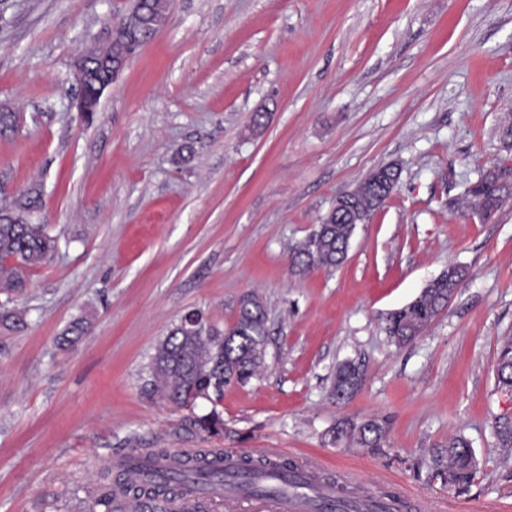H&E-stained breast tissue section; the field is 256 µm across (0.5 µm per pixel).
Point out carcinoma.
Returning <instances> with one entry per match:
<instances>
[{"label":"carcinoma","mask_w":512,"mask_h":512,"mask_svg":"<svg viewBox=\"0 0 512 512\" xmlns=\"http://www.w3.org/2000/svg\"><path fill=\"white\" fill-rule=\"evenodd\" d=\"M19 129V116L0 112V136L14 134ZM399 177L394 166H384L366 178L355 192L342 201L335 212L327 213L321 224L305 242L293 250L291 265L301 271L313 268H336L347 258L353 222L364 213H373L388 196V180ZM512 195V168L498 165L486 170L480 180L468 190L474 210L487 217L500 209ZM42 207L41 188L34 184L20 189L0 202V294L6 300L22 293L27 286L26 271L38 267L50 258L58 240L46 231V225L35 218ZM467 278L461 266H451L439 280L428 284L415 298L414 307L420 317L411 318L404 308L388 313L383 330L396 346H404L420 336L433 319L448 305ZM267 315L258 297L243 294L237 307L235 321L224 329L210 324L203 313L193 310L183 315L161 340L150 363V372L162 398L174 405L188 407L202 398L214 404L205 415L190 420L193 430L204 437L224 433V420L215 404L224 394V386L236 382L245 384L264 363ZM364 379L363 370L352 361L341 364L334 378L332 396L341 401L358 392ZM498 387L512 391V343L502 346L497 365ZM332 442L352 440L363 448H377L387 434V422L379 418L364 420L343 419L332 428ZM501 448L512 449V419L504 418L494 426ZM157 458L172 459L168 468L147 471L136 484H121V493L135 499H154L183 488L189 481L203 487L229 480L224 473L223 454L201 449L192 455L171 456L164 449ZM432 465L439 472L453 476L456 494L471 484L478 460L469 441L457 436L448 441L446 453L432 456ZM270 470L294 474L287 462L266 457L245 456L239 461L238 475L247 479L254 494H264L271 486L258 480ZM101 491L94 496L89 512H119L116 493L109 474H102Z\"/></svg>","instance_id":"carcinoma-1"}]
</instances>
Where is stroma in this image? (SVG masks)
<instances>
[{
    "mask_svg": "<svg viewBox=\"0 0 512 512\" xmlns=\"http://www.w3.org/2000/svg\"><path fill=\"white\" fill-rule=\"evenodd\" d=\"M132 0H0V187L37 184L58 239L0 328V512H86L135 448L278 449L323 477L418 500L424 512H512L497 385L512 341V200L463 209L491 164L512 167V0H171L167 23L85 123L73 62ZM267 113L253 132V113ZM399 180L357 225L339 267L292 269L291 248L377 168ZM451 265L468 277L412 343L382 330ZM252 292L268 315L265 367L224 389L223 435L192 432L209 402L154 392L149 363L188 311L218 327ZM87 330L59 346L76 319ZM364 384L343 403L338 365ZM344 418L389 422L378 448L332 443ZM462 435L467 492L431 465ZM364 379L363 370L352 361L341 364L334 378L332 396L337 401L345 400L358 392Z\"/></svg>",
    "mask_w": 512,
    "mask_h": 512,
    "instance_id": "35a3bbf8",
    "label": "stroma"
}]
</instances>
